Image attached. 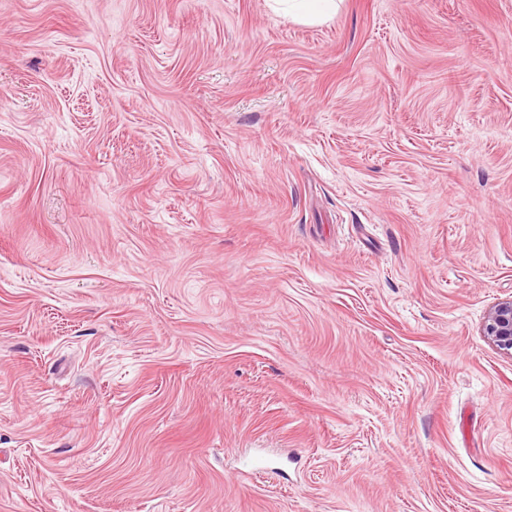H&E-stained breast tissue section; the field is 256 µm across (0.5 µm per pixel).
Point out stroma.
I'll return each instance as SVG.
<instances>
[{
  "label": "stroma",
  "mask_w": 512,
  "mask_h": 512,
  "mask_svg": "<svg viewBox=\"0 0 512 512\" xmlns=\"http://www.w3.org/2000/svg\"><path fill=\"white\" fill-rule=\"evenodd\" d=\"M512 0H0V512H512ZM298 17L310 20H322L335 10V0H283ZM481 331L499 351L512 357V297L499 300L488 310Z\"/></svg>",
  "instance_id": "obj_1"
}]
</instances>
